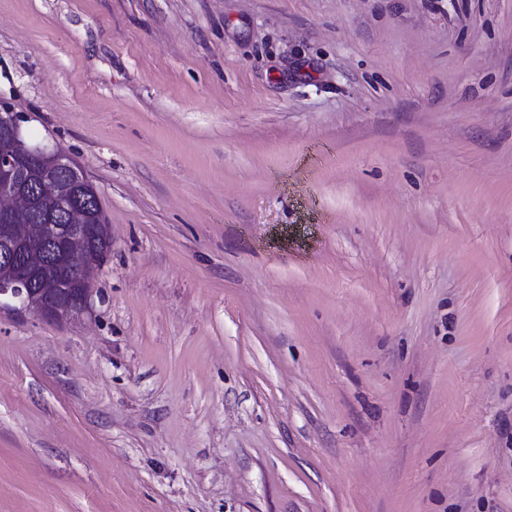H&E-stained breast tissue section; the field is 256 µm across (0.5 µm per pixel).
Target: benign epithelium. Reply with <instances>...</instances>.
Instances as JSON below:
<instances>
[{"mask_svg": "<svg viewBox=\"0 0 512 512\" xmlns=\"http://www.w3.org/2000/svg\"><path fill=\"white\" fill-rule=\"evenodd\" d=\"M24 113L0 101V131L10 148L0 150V312L32 313L52 322H66L92 310L93 280L105 260L88 252L103 244L102 255L112 250L109 225L93 224L90 210L95 192L87 177L86 204L69 202V189L53 179L42 180L34 191L23 186L30 164L45 162L73 169L70 156L50 142L29 138ZM38 198L67 203L63 224H21L14 217L30 209Z\"/></svg>", "mask_w": 512, "mask_h": 512, "instance_id": "7a95c632", "label": "benign epithelium"}]
</instances>
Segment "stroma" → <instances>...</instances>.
<instances>
[{
    "label": "stroma",
    "instance_id": "obj_1",
    "mask_svg": "<svg viewBox=\"0 0 512 512\" xmlns=\"http://www.w3.org/2000/svg\"><path fill=\"white\" fill-rule=\"evenodd\" d=\"M0 100L112 232L0 512H512V0H0Z\"/></svg>",
    "mask_w": 512,
    "mask_h": 512
}]
</instances>
